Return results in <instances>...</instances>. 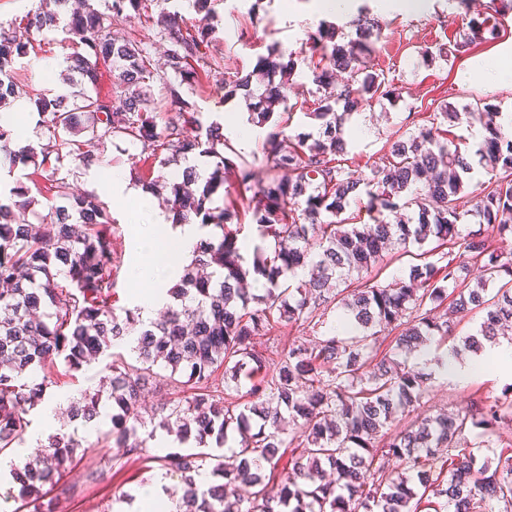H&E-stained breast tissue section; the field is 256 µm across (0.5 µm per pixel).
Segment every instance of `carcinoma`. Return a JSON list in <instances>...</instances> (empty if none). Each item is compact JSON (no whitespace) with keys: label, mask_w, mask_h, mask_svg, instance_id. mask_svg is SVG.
<instances>
[{"label":"carcinoma","mask_w":512,"mask_h":512,"mask_svg":"<svg viewBox=\"0 0 512 512\" xmlns=\"http://www.w3.org/2000/svg\"><path fill=\"white\" fill-rule=\"evenodd\" d=\"M18 21L0 22V111L11 105L17 59L32 47L30 32L62 33L71 70L85 88L69 98L29 95L30 114L48 137L47 147L13 148L14 125L22 112L0 120V156L8 172L33 164L48 172L45 208L23 186L14 199L0 201V452L21 445L31 425L30 410L44 400L52 370L61 360L78 370L125 343L136 363L120 353L105 366L99 385L69 405L70 417L89 423L99 408L112 406L106 446L143 456L161 429L178 445L162 467L184 474L175 512H512V444L497 448L500 424L512 423V400L473 399L448 414L416 415L404 427L398 415L421 405L431 375L408 359L436 339L451 335L456 322L483 313L479 335L463 348L478 351L479 338L512 336V257L501 245L512 241V126L500 122L492 104L460 112L449 103L424 124L393 140L388 164L369 173L348 164L345 117L373 102L400 98L386 71L371 69L381 26L367 13L354 20L356 38L346 42L335 30L313 38L308 67L319 96L305 116L318 131L286 133L292 118L284 87L294 60L280 52L259 59L262 91L249 90L252 75L224 79V98L248 89L251 120L269 124L260 161L273 172L252 185V165L224 156V135L204 125L177 88L166 83L177 109L160 127L151 84L172 72L183 81L200 80L218 65L213 28L190 24L179 10L149 15L154 0H105L106 9L134 13L153 23L169 42L161 67L151 63L147 43L107 30V15L94 0H53ZM490 14L467 19V36L438 57L450 59L494 40L499 18L512 0H490ZM112 77L107 93L97 91L102 69ZM347 74L336 85V73ZM283 111L275 113V107ZM342 112H337V106ZM478 118L482 142L472 153L448 138L446 126ZM193 125L188 138L181 128ZM141 145L139 160L164 168L189 156L212 159L201 176L193 166L169 184L166 202L179 224L220 230L201 240L198 255L169 289L175 304L163 319L144 325L139 313L116 314L112 304L110 210L93 194L75 195L67 163L88 166L111 137ZM486 180L474 185L477 222L459 211L458 195L469 186L474 165ZM223 190V204L207 203ZM365 197L368 224L346 215ZM249 228L261 244L252 257L242 253L239 235ZM419 246L408 278L387 285L383 271ZM263 280L251 294L248 280ZM349 326L271 357L256 349L273 320L300 323L315 332L325 327L331 304ZM394 335L391 353L380 350ZM224 369V387L246 388L245 401L224 404L212 376ZM37 372L36 379L30 375ZM167 385L182 396L161 403L147 418L142 397ZM239 451L222 448L228 436ZM83 440L59 433L41 454L26 462L16 480L30 512H57L58 499L43 487L76 462ZM489 454L477 457L482 449ZM291 450L290 472L277 466ZM395 460L387 470L380 458ZM208 472L196 484L190 473Z\"/></svg>","instance_id":"cac0c4a2"}]
</instances>
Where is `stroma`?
Wrapping results in <instances>:
<instances>
[{
  "label": "stroma",
  "instance_id": "stroma-1",
  "mask_svg": "<svg viewBox=\"0 0 512 512\" xmlns=\"http://www.w3.org/2000/svg\"><path fill=\"white\" fill-rule=\"evenodd\" d=\"M312 0H211L207 16H200L191 7H184L187 21H207L216 29L215 55L218 68L212 70L202 83H179L177 89L185 101L201 112L203 119L225 112H242L243 98H225L224 79L229 74L250 73L259 57L270 50L294 53L296 73L285 86L289 103H301L314 86L305 60L313 37L320 28L339 26L345 37H353L350 23L338 22L336 17H318L310 9ZM354 8L368 10L379 20L382 36L378 44L380 57L392 58L395 67L391 76L402 86L400 99L360 108L356 117L362 128L346 131L349 156L355 167L365 168L383 164L390 144L398 135L424 124L427 114L443 103L463 107L479 101L496 105L499 112L512 113V82L489 81L479 66L495 59L512 65V15L503 20L499 39L478 46L453 61L430 59L431 51L448 43L465 30L456 9L448 0H425L423 6H397L387 10L377 7V0H354ZM293 8L292 18H285L286 8ZM33 51L17 60L14 76L20 92L46 90L49 83L65 82L70 70L66 61L68 51L55 33L32 32ZM140 148L122 137L106 141L94 163L72 167L69 182L75 194L94 193L107 204L116 223L112 236V267L117 281L118 309L136 306L137 285L131 277L135 261L134 243L144 224L150 223L152 205L162 204L163 194L153 192L150 181L153 172L138 162ZM129 175L136 187L142 189L143 199L129 198L113 201L110 194L100 191L97 179H109L112 173ZM102 367L94 363L77 371L57 367L48 396H76L85 389H95L102 377ZM490 399L512 398V368L499 366L473 374L456 382L435 378L419 411L423 414L454 411L466 407L475 397ZM85 439L87 455L71 466L57 485L50 487L56 496L60 512H131V504L118 503V491L136 492L142 483L150 481L162 470L158 460L120 456L121 465L108 471L104 480L87 481L89 469L97 467L101 457L117 454L116 448L99 442L102 429L87 430L72 422Z\"/></svg>",
  "mask_w": 512,
  "mask_h": 512
}]
</instances>
